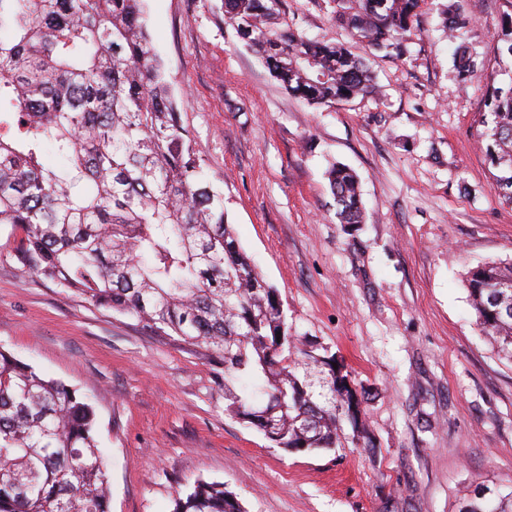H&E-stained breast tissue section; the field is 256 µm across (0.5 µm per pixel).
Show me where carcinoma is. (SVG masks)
<instances>
[{"label": "carcinoma", "mask_w": 512, "mask_h": 512, "mask_svg": "<svg viewBox=\"0 0 512 512\" xmlns=\"http://www.w3.org/2000/svg\"><path fill=\"white\" fill-rule=\"evenodd\" d=\"M144 0H0V224L21 230L19 264L144 327L204 345L224 364L225 411L280 448H334L361 400L335 359L297 346L277 290L228 224L148 30ZM353 43L405 51L422 0H334ZM225 18L288 93L331 106L375 91L366 58L311 40L276 0H224ZM452 33L465 27L459 0ZM498 41L512 56V14ZM455 66L474 72L464 49ZM498 197L512 203V85L491 93L481 133ZM53 152L62 164L47 167ZM341 224H360L357 174L332 165ZM480 333L512 360V261L467 272ZM304 360H299V357ZM90 400L0 348V512H109L108 458ZM173 512H241L197 480ZM458 512H512L485 484Z\"/></svg>", "instance_id": "cac0c4a2"}]
</instances>
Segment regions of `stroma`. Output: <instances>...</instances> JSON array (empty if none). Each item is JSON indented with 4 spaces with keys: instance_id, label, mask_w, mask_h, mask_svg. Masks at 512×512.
Wrapping results in <instances>:
<instances>
[{
    "instance_id": "35a3bbf8",
    "label": "stroma",
    "mask_w": 512,
    "mask_h": 512,
    "mask_svg": "<svg viewBox=\"0 0 512 512\" xmlns=\"http://www.w3.org/2000/svg\"><path fill=\"white\" fill-rule=\"evenodd\" d=\"M423 0L401 57H367L377 93L297 99L224 17L223 0H146L171 93L229 224L277 289L300 348H327L361 404L365 440L284 451L225 411L206 346L32 276L0 226V347L86 393L108 457L110 512H171L219 482L244 512H458L476 485L512 489V362L475 324L470 268L512 259V204L477 134L489 84H512L496 33L512 0ZM309 38L347 41L334 0H280ZM466 47L477 68L456 74ZM359 176L363 223H338L326 171Z\"/></svg>"
}]
</instances>
